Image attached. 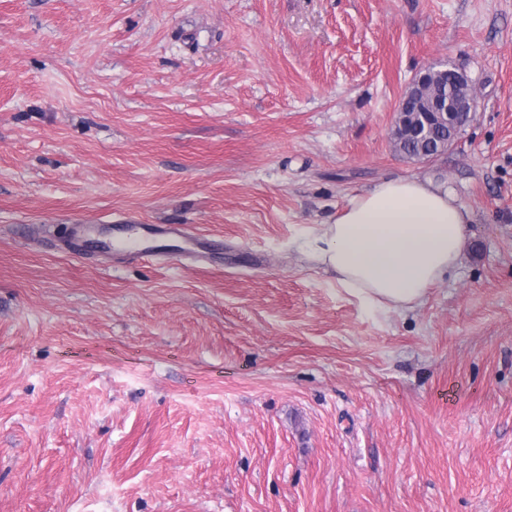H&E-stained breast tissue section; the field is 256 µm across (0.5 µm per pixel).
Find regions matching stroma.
Returning a JSON list of instances; mask_svg holds the SVG:
<instances>
[{
	"instance_id": "obj_1",
	"label": "stroma",
	"mask_w": 512,
	"mask_h": 512,
	"mask_svg": "<svg viewBox=\"0 0 512 512\" xmlns=\"http://www.w3.org/2000/svg\"><path fill=\"white\" fill-rule=\"evenodd\" d=\"M442 64L479 110L405 157ZM402 177L472 221L395 311L304 242ZM122 222L221 250L61 241ZM0 512H512V0H0ZM438 136H442V132L436 131L435 140H437ZM435 140L433 139L434 150L431 151L429 141L423 143L422 140L417 138H406V139H396L394 140V146L396 150L410 158H415L422 153L428 154L430 157H436L440 154L436 153L435 150ZM169 235L180 238L188 246L186 251L190 255L194 253L191 246L203 242L183 224H113L109 229L108 245L112 246V253H121L129 258L161 260L163 249L154 245L149 236Z\"/></svg>"
}]
</instances>
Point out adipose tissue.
<instances>
[{"instance_id":"obj_1","label":"adipose tissue","mask_w":512,"mask_h":512,"mask_svg":"<svg viewBox=\"0 0 512 512\" xmlns=\"http://www.w3.org/2000/svg\"><path fill=\"white\" fill-rule=\"evenodd\" d=\"M470 211L445 185L384 180L352 197L312 234V259L368 303L409 309L449 274L464 249Z\"/></svg>"}]
</instances>
